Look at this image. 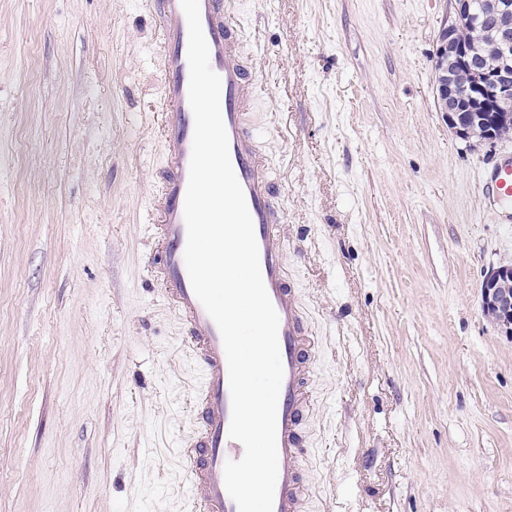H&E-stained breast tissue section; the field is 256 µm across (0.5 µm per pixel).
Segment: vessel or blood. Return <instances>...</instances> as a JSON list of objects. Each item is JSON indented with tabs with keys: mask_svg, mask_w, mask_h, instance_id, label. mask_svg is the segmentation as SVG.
<instances>
[{
	"mask_svg": "<svg viewBox=\"0 0 512 512\" xmlns=\"http://www.w3.org/2000/svg\"><path fill=\"white\" fill-rule=\"evenodd\" d=\"M149 7L158 21L164 165L149 209L155 252L146 264L182 325L186 352L199 374L194 396L196 424L179 454L191 512H238L223 476L225 463L244 454L242 444L229 436L227 360L220 332L195 296L184 261L183 208L194 134L188 97L187 21L180 0H149ZM200 16L210 65L221 78L220 105L231 163L253 221L265 287L279 316L284 377L277 406L278 478L273 512H307L309 488L299 462L305 454V419L313 406L310 382L315 338L288 276L271 168L251 122L255 77L241 47L239 24L225 11L224 0H200ZM482 192L494 205L512 206V154L501 156L488 170Z\"/></svg>",
	"mask_w": 512,
	"mask_h": 512,
	"instance_id": "obj_1",
	"label": "vessel or blood"
}]
</instances>
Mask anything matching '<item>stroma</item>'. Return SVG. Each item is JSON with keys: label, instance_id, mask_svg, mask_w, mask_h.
I'll return each instance as SVG.
<instances>
[{"label": "stroma", "instance_id": "stroma-1", "mask_svg": "<svg viewBox=\"0 0 512 512\" xmlns=\"http://www.w3.org/2000/svg\"><path fill=\"white\" fill-rule=\"evenodd\" d=\"M288 274L318 339L308 512H512V137L436 108L450 0H227ZM145 0H0V512H190L180 325L145 267L162 161ZM482 192L484 196L492 203L502 214L499 216L498 223H512V154L501 156L497 162L488 170ZM501 205H510V213L503 214ZM512 267L502 266L489 273L482 283L484 310L493 312L506 335H512Z\"/></svg>", "mask_w": 512, "mask_h": 512}]
</instances>
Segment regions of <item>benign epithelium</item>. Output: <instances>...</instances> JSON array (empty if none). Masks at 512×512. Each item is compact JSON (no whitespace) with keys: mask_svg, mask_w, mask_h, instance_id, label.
I'll return each mask as SVG.
<instances>
[{"mask_svg":"<svg viewBox=\"0 0 512 512\" xmlns=\"http://www.w3.org/2000/svg\"><path fill=\"white\" fill-rule=\"evenodd\" d=\"M452 6L454 19L441 29L435 57L438 111L446 113L448 126L460 138L495 144L500 137L494 127L512 119V111L501 106L512 98V0H485V29L493 34L498 55L490 68L456 36L457 24L472 16L471 0H454ZM482 303L511 336L512 267H499L486 276Z\"/></svg>","mask_w":512,"mask_h":512,"instance_id":"benign-epithelium-1","label":"benign epithelium"}]
</instances>
